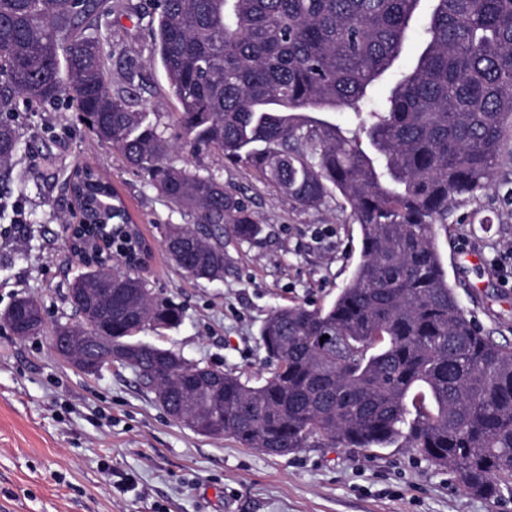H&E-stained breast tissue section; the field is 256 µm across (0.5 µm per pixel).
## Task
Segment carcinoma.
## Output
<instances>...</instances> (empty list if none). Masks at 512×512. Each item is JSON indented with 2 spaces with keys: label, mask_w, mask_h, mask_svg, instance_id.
Instances as JSON below:
<instances>
[{
  "label": "carcinoma",
  "mask_w": 512,
  "mask_h": 512,
  "mask_svg": "<svg viewBox=\"0 0 512 512\" xmlns=\"http://www.w3.org/2000/svg\"><path fill=\"white\" fill-rule=\"evenodd\" d=\"M158 61L194 157L217 152L256 170L285 198L319 206L338 192L360 227L351 280L327 306L278 308L260 337L275 362L263 383L207 369L193 389L199 415L268 455L323 442H402L493 498L512 477V346L461 308L435 244L457 198L491 186L512 154V0H159ZM111 0H0V172L20 140L2 115L17 101L68 93L89 130L147 177L189 224L164 246L196 280L224 278V225L247 242L263 231L224 184L170 156L174 142L130 93L107 84L110 57L95 20ZM410 68L394 71L414 28ZM393 79L382 98L373 86ZM344 111L356 128L304 115ZM82 220L68 226L89 288L112 267V342L179 306L152 295L138 270L149 242L113 189L88 167L66 182ZM95 336L105 322L60 324ZM342 336L341 348L320 341Z\"/></svg>",
  "instance_id": "obj_1"
}]
</instances>
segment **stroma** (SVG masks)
<instances>
[{
    "instance_id": "obj_1",
    "label": "stroma",
    "mask_w": 512,
    "mask_h": 512,
    "mask_svg": "<svg viewBox=\"0 0 512 512\" xmlns=\"http://www.w3.org/2000/svg\"><path fill=\"white\" fill-rule=\"evenodd\" d=\"M155 0H112L99 29L112 90L133 88L166 136L176 103L156 60ZM21 148L9 175L17 217L0 220V311L30 296L46 326L22 339L0 322V512H512V480L498 498L469 493L414 450L315 444L284 456L209 438L175 422L133 370L90 376L59 359L57 323L75 322L67 292L81 267L66 230L75 205L64 190L76 168L96 169L151 243L144 275L183 309L174 329L143 342L260 384L268 357L260 328L275 309L332 303L361 255L350 207L333 194L317 207L281 196L248 165L176 149L171 160L223 182L265 226L255 242H230L223 279L196 280L167 257L165 225L188 216L131 170L83 124L69 96L18 104ZM512 163L490 188L461 197L436 243L449 284L476 324L512 344Z\"/></svg>"
}]
</instances>
